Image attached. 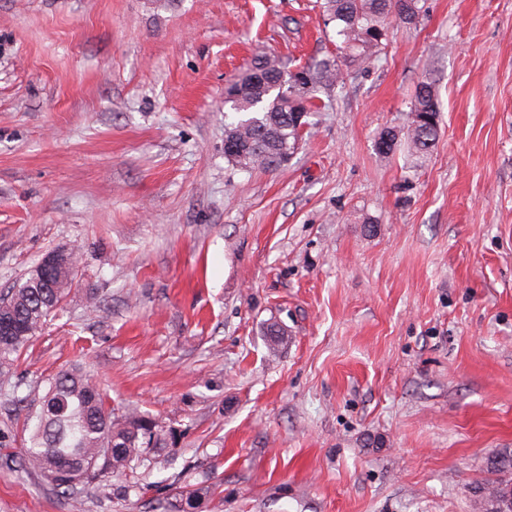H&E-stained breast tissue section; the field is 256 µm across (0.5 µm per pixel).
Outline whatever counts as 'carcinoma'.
<instances>
[{"instance_id": "obj_1", "label": "carcinoma", "mask_w": 512, "mask_h": 512, "mask_svg": "<svg viewBox=\"0 0 512 512\" xmlns=\"http://www.w3.org/2000/svg\"><path fill=\"white\" fill-rule=\"evenodd\" d=\"M420 0H319L325 25H333L340 39L344 62L362 64L380 53L387 21L395 17L408 25L418 22ZM301 80L277 57L257 54L237 77L224 104L234 114L224 124L230 146L224 158L242 169L276 170L282 156L294 152L309 118L317 111L318 94L337 83L341 68L320 62L300 68ZM411 125L407 142L415 151L432 147L439 129V102L435 85L420 82L410 101ZM399 133L382 130L378 153H393ZM80 249L52 250L26 280L0 298V368L18 361L46 323L63 304L79 272ZM25 451L21 472L38 473L62 495L99 485L131 469L146 448H164L172 433L156 429L150 419L131 412L115 414L101 387L78 365L59 371L45 382L39 407L23 422ZM486 470L492 477L478 482L484 489L486 512H512V451L489 456ZM196 490L180 494L178 512H201Z\"/></svg>"}]
</instances>
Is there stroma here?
<instances>
[{"label":"stroma","mask_w":512,"mask_h":512,"mask_svg":"<svg viewBox=\"0 0 512 512\" xmlns=\"http://www.w3.org/2000/svg\"><path fill=\"white\" fill-rule=\"evenodd\" d=\"M421 6L286 165L244 171L224 86L336 58L315 0H0V294L84 251L0 371V512H479L512 449V0ZM424 80L434 146L381 156ZM73 364L178 444L65 498L15 462Z\"/></svg>","instance_id":"stroma-1"}]
</instances>
